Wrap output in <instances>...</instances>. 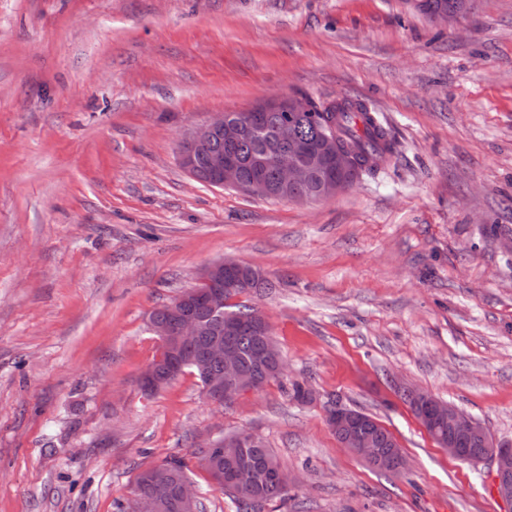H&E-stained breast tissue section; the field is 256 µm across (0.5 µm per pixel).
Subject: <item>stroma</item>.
Here are the masks:
<instances>
[{
	"label": "stroma",
	"mask_w": 512,
	"mask_h": 512,
	"mask_svg": "<svg viewBox=\"0 0 512 512\" xmlns=\"http://www.w3.org/2000/svg\"><path fill=\"white\" fill-rule=\"evenodd\" d=\"M300 94L365 100L396 154L312 203L180 166L212 113ZM219 259L267 271L241 302L312 401L272 382L217 407L188 371L143 393L148 313ZM400 385L512 443V0L452 29L406 0H0V512H116L172 458L198 512H237L198 454L241 430L291 479L264 512H512ZM331 397L407 477L336 439Z\"/></svg>",
	"instance_id": "1"
}]
</instances>
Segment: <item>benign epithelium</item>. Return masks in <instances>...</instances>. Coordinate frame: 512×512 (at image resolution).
I'll return each instance as SVG.
<instances>
[{"instance_id":"1","label":"benign epithelium","mask_w":512,"mask_h":512,"mask_svg":"<svg viewBox=\"0 0 512 512\" xmlns=\"http://www.w3.org/2000/svg\"><path fill=\"white\" fill-rule=\"evenodd\" d=\"M469 6L470 0H459L451 7L444 4L431 14V20L453 27L466 15ZM270 109L271 106L265 103L248 112L212 114L208 121L180 140L178 160L181 167L195 178L199 160L202 159L215 186L285 201L300 200V197L292 194V189L312 178L317 182L314 200H327L341 193L345 190V184L332 174L334 168L343 172L350 182L358 180L360 168L349 154L336 149L334 130L327 124L318 129L321 143L316 147L288 133V127H282L273 143L254 159L259 167L271 166L274 179L269 181L260 176L250 181L243 180L240 160L233 154L212 150L211 144L219 137L224 138L228 146L239 143L262 125ZM226 288H241L243 294H250L244 278V264L220 260L207 265L200 272L197 283L168 304L171 319L160 321L148 317L151 330L162 343L164 355L150 364L142 374L141 387L144 391H158L165 382L178 377L182 373L179 361L183 349L194 345L198 337L211 334L210 324L195 313L185 310V306L199 301L211 313H221ZM262 361L278 373L285 371V362L272 345L265 349ZM210 362L224 363V371L204 372L206 383L203 396L209 403L220 407L231 402L239 393L255 389L256 381L239 371L235 351L225 346L220 336L214 337L206 350L205 363ZM420 405L427 418L448 422V440L440 441L439 446L451 457L469 456L471 449L461 447L462 443L473 439L482 441V451L475 461L493 462L496 493L501 500L512 504V445H498L480 421L426 391L421 392ZM328 416L330 427L341 432L345 446L355 449L368 460L379 456L375 444L361 437L357 430L356 423L362 419L361 415L339 406H331ZM177 494L183 512H195V490L186 483L179 487Z\"/></svg>"}]
</instances>
